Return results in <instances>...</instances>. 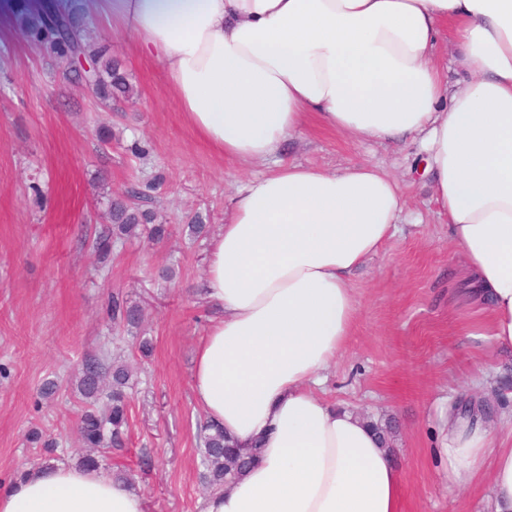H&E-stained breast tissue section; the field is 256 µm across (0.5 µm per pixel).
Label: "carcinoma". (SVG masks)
I'll return each mask as SVG.
<instances>
[{
	"label": "carcinoma",
	"instance_id": "carcinoma-1",
	"mask_svg": "<svg viewBox=\"0 0 512 512\" xmlns=\"http://www.w3.org/2000/svg\"><path fill=\"white\" fill-rule=\"evenodd\" d=\"M25 35L56 58L71 61L80 54L94 65L96 74L95 97L110 100L122 96L132 98V89L118 60L112 58V46L107 40L94 45L88 43L84 25L69 14H54L38 18ZM146 199V193L137 186L128 188L123 196L110 202L112 225L98 230L94 247L102 255L112 252V244L147 232V238L159 243L168 237V227L157 224L156 212L136 200ZM112 323L137 329L141 324V309L127 304L119 296L112 297L110 305ZM134 387L132 371L119 359L111 360L106 354L84 358L78 369L77 390L86 400V407L76 422L77 431L87 448H113L121 450L126 444L128 411ZM199 437L202 478L206 491L213 492L228 486L232 479L253 461V453L237 447L224 436V430L208 421L200 425ZM29 442L40 447L44 463L57 457L58 442L50 436L35 432Z\"/></svg>",
	"mask_w": 512,
	"mask_h": 512
}]
</instances>
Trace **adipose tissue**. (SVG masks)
<instances>
[{
	"label": "adipose tissue",
	"mask_w": 512,
	"mask_h": 512,
	"mask_svg": "<svg viewBox=\"0 0 512 512\" xmlns=\"http://www.w3.org/2000/svg\"><path fill=\"white\" fill-rule=\"evenodd\" d=\"M132 49L160 62L186 122L220 155L274 168L244 183L208 255L220 309L191 390L254 463L201 512H400L402 477L370 420L317 391L343 349L352 272L401 224L407 199L378 168L278 163L309 117L357 141L418 139L448 234L473 270L495 345L512 349V0H97ZM450 27L468 80L449 87ZM448 482L512 512V411L447 416ZM0 512H144L96 467H38Z\"/></svg>",
	"instance_id": "ef3b65f1"
}]
</instances>
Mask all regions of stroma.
<instances>
[{"mask_svg": "<svg viewBox=\"0 0 512 512\" xmlns=\"http://www.w3.org/2000/svg\"><path fill=\"white\" fill-rule=\"evenodd\" d=\"M11 3L0 10V486L34 466V431L59 440V464L77 465L75 376L84 357L105 349L136 368L137 385L128 449L102 451V468L126 466L145 512H201L204 415L191 382L197 344L215 313L198 290L237 189L268 166L240 167L204 144L161 64L132 56L124 33L96 19L93 0ZM53 10L81 16L90 41L111 43L133 104L119 108L61 81L62 62L25 36L33 19ZM103 128L112 133L106 144ZM283 159L389 172L413 215L352 275L355 321L319 396L390 426L401 512H494L488 488L449 485L434 442L442 415L463 400L512 409V350L496 348L489 335L486 304L449 239L424 150L410 138L360 143L313 117ZM133 184L150 195L169 235L159 244L126 240L100 262L94 233L107 221L109 198ZM197 215L208 226L200 237L189 230ZM166 267L173 276L160 278ZM114 295L145 308L137 333L114 328ZM143 339L152 345L146 357ZM48 378L60 385L51 402L40 396Z\"/></svg>", "mask_w": 512, "mask_h": 512, "instance_id": "35a3bbf8", "label": "stroma"}]
</instances>
